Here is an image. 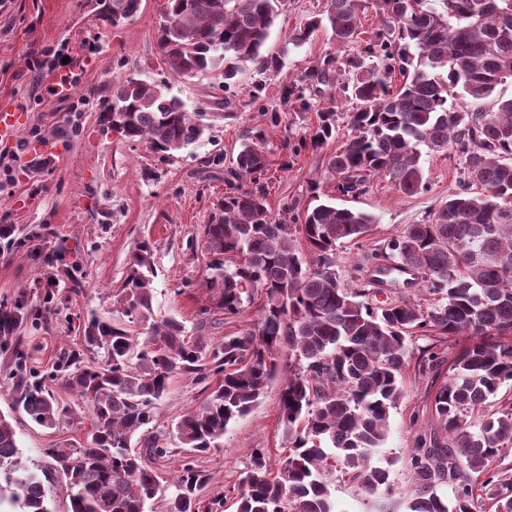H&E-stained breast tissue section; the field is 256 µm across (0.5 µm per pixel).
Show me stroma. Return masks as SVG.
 Returning <instances> with one entry per match:
<instances>
[{"label": "stroma", "mask_w": 512, "mask_h": 512, "mask_svg": "<svg viewBox=\"0 0 512 512\" xmlns=\"http://www.w3.org/2000/svg\"><path fill=\"white\" fill-rule=\"evenodd\" d=\"M105 0H0V111L14 112L16 137H0V225L15 228L0 237V304L25 300L30 315L20 334L35 370L47 371L63 352L81 349L77 324L89 313L108 318L112 300L127 275L136 244L149 240L157 276L154 310L157 317L182 321L188 336L213 346L225 337L256 328L260 297H253L237 315L221 312L199 320L197 312L209 296L202 288L205 267L191 240L228 187L224 174L231 167L243 136L266 130L270 166L264 179L267 202L274 214L302 217L311 201L312 186H329L327 158L347 139L349 102L335 88L307 90L309 111L285 101L284 92L318 60L333 54L346 57L358 50L339 44L330 29L319 30L307 44L294 46L291 32L321 13L324 0H284L271 29L267 47L280 59L278 69L247 71L242 82L222 88L208 81L174 79L162 61L156 26L165 0H141L139 12L113 26ZM67 44L77 83L70 99L46 91L53 77L37 70L42 50ZM166 85L187 111L199 112L207 129L202 139L172 157L159 159L140 142L120 139L108 131L102 114L112 101L113 84L127 77ZM335 107L336 136L320 148L306 142L317 114ZM38 129L44 151L15 152L17 138ZM428 189L408 196L390 182L374 178L368 192L337 197V206L374 216L370 232L336 250L342 282L358 286L370 279L367 257L409 224L432 214L449 195L459 192L460 162L438 154L421 158ZM27 238L24 251L14 242ZM83 284L78 295L64 292L66 273ZM54 290V313L38 315L46 290ZM464 337L429 343L419 336L410 342L411 359L401 373L402 396L389 419L386 441L375 453L378 463H390L389 492L366 496L348 480H337L336 512H407L415 479L408 464L414 448L430 440L436 428L432 401L448 381V361L464 345ZM432 347L442 364L430 372L418 369L421 349ZM0 354V414L15 427L25 460L43 463V449L85 441L92 416L76 404L73 419L46 429L12 410V383ZM182 374L172 377L152 424L167 432L215 387ZM280 381H273L251 412L230 425L219 447L195 455L209 481L204 498L224 493L223 512H236L233 491L250 467L256 449H266L279 463L287 448L280 423Z\"/></svg>", "instance_id": "stroma-1"}]
</instances>
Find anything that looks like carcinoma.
<instances>
[{"label":"carcinoma","mask_w":512,"mask_h":512,"mask_svg":"<svg viewBox=\"0 0 512 512\" xmlns=\"http://www.w3.org/2000/svg\"><path fill=\"white\" fill-rule=\"evenodd\" d=\"M324 13L294 30L301 46L322 26L342 44L362 34L360 0H325ZM283 0H166L156 38L172 73L183 79L229 84L252 67L274 70L264 53ZM384 27L356 55H328L302 82L315 90L336 84L355 103L350 138L332 153L328 173L335 194L366 191L382 176L407 196L427 190L421 148L450 151L464 160L462 190L424 222L406 225L371 255L383 276L409 272L433 303H372L382 289L344 286L336 249L356 242L373 215L330 201L289 224L273 216L261 179L268 170L265 134L250 132L225 180L229 192L215 204L194 247L205 257L202 286L211 305L199 315H235L254 291L263 295L257 329L208 346L186 336L176 318H155L153 246L131 255L115 315L83 321L86 347L100 361L72 352L48 373L26 372L18 332L25 304L0 308V351H12L14 407L31 422L52 428L73 414L53 383L81 400L92 415L86 441L45 448V466L22 459L11 422L0 415V512H51V486L69 492V512H147L162 493L151 463L170 440L193 453L219 447L228 426L257 404L268 383L284 378L280 418L288 455L273 473L259 448L237 487V512H336L335 465L368 494L389 490V469L373 462L388 434L414 336H467L448 364L451 378L435 393L433 410L446 444L412 451L415 475L408 512H477L476 483L492 491L496 512H512V474L494 464L512 448V406L485 411L512 381V0H377ZM112 26L133 18L140 0H112ZM402 77L393 91L392 76ZM104 118L123 140L146 142L161 158L196 143L202 113L145 81L112 86ZM336 134V112L318 114L310 143ZM250 181L254 188L241 186ZM482 186L484 192L472 188ZM216 386L177 423L173 436L147 430L174 373ZM139 435L141 451L132 448ZM207 475L191 460L181 464L168 512H218L224 498L202 503ZM452 485L453 497L442 492Z\"/></svg>","instance_id":"carcinoma-1"}]
</instances>
